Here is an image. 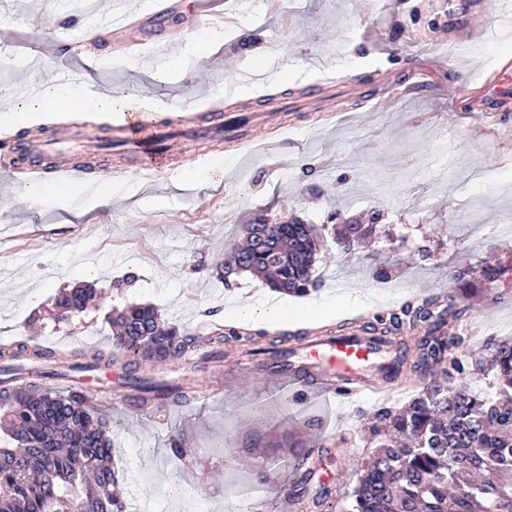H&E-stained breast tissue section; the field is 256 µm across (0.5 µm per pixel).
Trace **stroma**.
Instances as JSON below:
<instances>
[{
	"mask_svg": "<svg viewBox=\"0 0 512 512\" xmlns=\"http://www.w3.org/2000/svg\"><path fill=\"white\" fill-rule=\"evenodd\" d=\"M223 2L221 52L183 80L174 70L158 74L163 58L152 44L172 39L183 54L202 43L214 14L180 7L156 19L143 15L140 0H128L146 41L131 54L108 23L110 0H94L90 9L80 0H0V14L17 21L10 33L17 52L0 66V111L29 110L30 98L17 92L29 71L54 82L60 69L87 67L101 92L153 100L158 120L170 119V98L184 121L197 123L220 99L225 111L257 113L269 132L243 146H189L151 182L137 175L139 156L113 148L112 199L95 209L58 200L35 205L23 193L28 169L49 183L58 161L91 159L92 148L36 162L0 138V166L19 170L16 180L0 181V348L34 336L63 351L111 346L106 317L129 304L155 306L165 322L194 334L208 314L233 313L270 293L248 273L226 278L219 270L245 225L367 224L377 210L409 245L388 253L376 240L346 254L327 244L316 262L321 285L303 297L300 312L277 326L239 322L236 330L324 336L369 320L370 306L392 310L446 294L458 264L495 259L507 267L495 295L459 300L467 308L459 324L464 349L489 357L490 338L512 337V236L491 231L512 217V104L489 114L469 110L467 101L490 70L512 59V17L493 10L492 0H450L446 9L440 0H373L367 9L360 0ZM257 46L283 61L279 79L238 84L239 73L257 72L250 56ZM414 63L423 84L409 90L402 81ZM228 84L237 95L227 100ZM209 160L222 163V172L176 184L177 174ZM424 239L431 249L425 261L414 253ZM383 252L395 273L381 288L370 267ZM89 268L106 293L99 309L33 329V316ZM247 349L243 341L225 345L222 359L204 369L140 364L143 375L190 387L223 373L236 395L209 404L116 410L111 379L89 377L91 401L112 428L128 512H238L246 493L274 512L286 490L300 512H310L315 490L327 493L328 512H341L366 452L369 419L421 391L413 380L382 399L366 396L347 408L321 402L305 413L257 392ZM176 438L187 448L180 459L171 452ZM300 454L311 477L285 466Z\"/></svg>",
	"mask_w": 512,
	"mask_h": 512,
	"instance_id": "35a3bbf8",
	"label": "stroma"
}]
</instances>
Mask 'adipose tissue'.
<instances>
[{
  "mask_svg": "<svg viewBox=\"0 0 512 512\" xmlns=\"http://www.w3.org/2000/svg\"><path fill=\"white\" fill-rule=\"evenodd\" d=\"M40 102L43 111L67 112L79 109L84 112H135L142 102L140 99L116 96H90L81 86L62 84H43Z\"/></svg>",
  "mask_w": 512,
  "mask_h": 512,
  "instance_id": "1",
  "label": "adipose tissue"
}]
</instances>
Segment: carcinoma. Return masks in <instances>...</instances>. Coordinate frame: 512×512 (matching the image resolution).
<instances>
[{
	"mask_svg": "<svg viewBox=\"0 0 512 512\" xmlns=\"http://www.w3.org/2000/svg\"><path fill=\"white\" fill-rule=\"evenodd\" d=\"M375 224L331 228L345 252L376 233ZM322 234L313 224H249L227 262L224 276L248 272L281 292L305 296L318 286L314 265ZM501 266L486 263L479 276L460 269L454 283L463 289L486 287L501 278ZM98 289L83 282L62 291L48 313L34 320L61 322L71 309L97 303ZM455 296L426 298L377 314L363 327L370 340L393 347L391 372L409 366L425 381L423 392L400 410L382 407L373 415L367 443L373 451L361 462L359 478L345 512H512V340L493 345L489 365L451 356L461 348ZM112 349L71 354L21 342L0 349V400L10 418L11 447L0 448V512H126L112 470L109 422L77 394L61 398L34 382L9 390L25 376L53 379L110 368L126 358L122 372L132 399L150 402L190 400L179 384L137 375V360L167 362L195 352L203 361L222 357L224 336H188L161 319L149 305H129L111 317ZM426 330L408 361L396 336L410 325ZM287 349L254 347L250 354L274 358ZM492 377L496 398L471 390L475 373Z\"/></svg>",
	"mask_w": 512,
	"mask_h": 512,
	"instance_id": "carcinoma-1",
	"label": "carcinoma"
}]
</instances>
